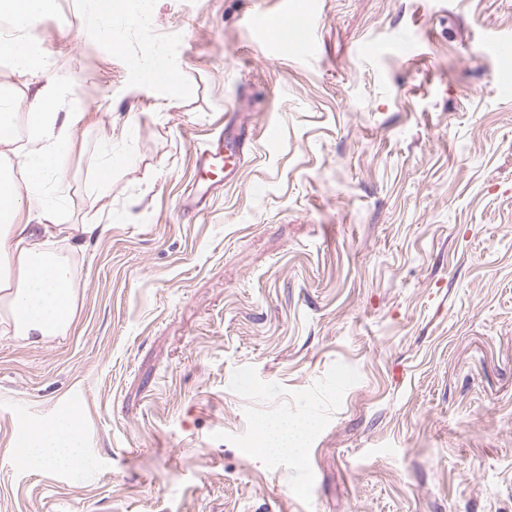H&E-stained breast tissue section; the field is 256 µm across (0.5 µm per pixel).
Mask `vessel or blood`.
<instances>
[{"instance_id": "b4317fda", "label": "vessel or blood", "mask_w": 512, "mask_h": 512, "mask_svg": "<svg viewBox=\"0 0 512 512\" xmlns=\"http://www.w3.org/2000/svg\"><path fill=\"white\" fill-rule=\"evenodd\" d=\"M277 27H294L301 35L294 49L297 56L305 57L311 52L309 33L312 20L307 16L279 18ZM250 142L248 117L241 112L226 113L223 131L209 141L197 155L200 180L207 190L217 188L219 182H233L239 175Z\"/></svg>"}]
</instances>
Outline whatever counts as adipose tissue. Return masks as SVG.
<instances>
[{
  "mask_svg": "<svg viewBox=\"0 0 512 512\" xmlns=\"http://www.w3.org/2000/svg\"><path fill=\"white\" fill-rule=\"evenodd\" d=\"M49 5L50 0H0V20L16 32L13 39L0 42V54L10 58L16 71L41 79L29 95L25 116L29 147L17 165L0 162V309L13 336L32 346L65 333L76 310L72 270L50 243L67 231L59 222L60 204L66 190L65 163L81 115L62 111L60 90L46 77L47 57L24 36ZM134 62L142 81L175 85L177 74L163 44H150ZM16 166L21 176L13 175ZM81 436L78 413L66 410L24 446L23 459L45 468L72 467L82 458Z\"/></svg>",
  "mask_w": 512,
  "mask_h": 512,
  "instance_id": "adipose-tissue-1",
  "label": "adipose tissue"
}]
</instances>
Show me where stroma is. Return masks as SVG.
<instances>
[{"mask_svg": "<svg viewBox=\"0 0 512 512\" xmlns=\"http://www.w3.org/2000/svg\"><path fill=\"white\" fill-rule=\"evenodd\" d=\"M77 10L37 24L81 115L54 245L76 314L0 334V512H512V85L488 49L512 0H155L110 43ZM286 10L314 18L306 60L243 22ZM148 39L177 90L133 71ZM228 112L242 175L184 212ZM83 224L108 230L79 248ZM69 406L83 464L17 462ZM286 418L301 454L264 452Z\"/></svg>", "mask_w": 512, "mask_h": 512, "instance_id": "1", "label": "stroma"}]
</instances>
